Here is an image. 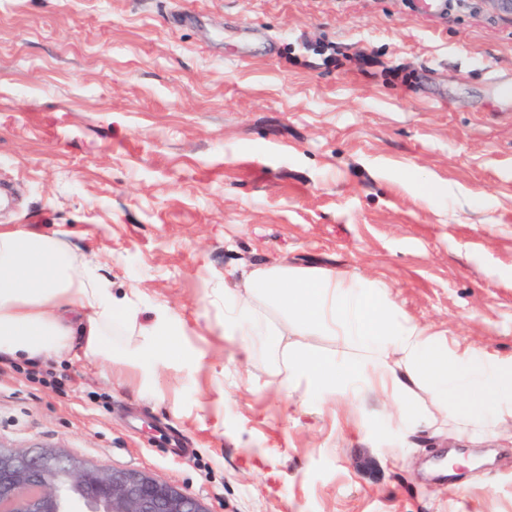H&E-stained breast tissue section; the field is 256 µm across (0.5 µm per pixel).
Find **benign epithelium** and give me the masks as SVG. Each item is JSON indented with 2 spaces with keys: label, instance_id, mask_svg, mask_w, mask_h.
Here are the masks:
<instances>
[{
  "label": "benign epithelium",
  "instance_id": "obj_1",
  "mask_svg": "<svg viewBox=\"0 0 512 512\" xmlns=\"http://www.w3.org/2000/svg\"><path fill=\"white\" fill-rule=\"evenodd\" d=\"M211 512L199 499L150 474L100 469L62 450L0 445V512Z\"/></svg>",
  "mask_w": 512,
  "mask_h": 512
}]
</instances>
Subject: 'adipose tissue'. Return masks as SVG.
<instances>
[{"mask_svg":"<svg viewBox=\"0 0 512 512\" xmlns=\"http://www.w3.org/2000/svg\"><path fill=\"white\" fill-rule=\"evenodd\" d=\"M278 311L270 320L263 308ZM138 341L112 346V329ZM354 336L371 360L339 362L283 345L296 330ZM224 333L245 339L276 368L279 388L323 406L346 389L367 388L397 407L402 425L453 414L465 426L492 432L501 409L512 410V360L488 364L447 342L402 312L383 285L335 269L274 265L252 270L224 291ZM92 362L119 361L150 374L183 357L181 330L159 311L140 324L133 300H117L94 256L76 254L58 233L0 224V357L32 361L69 351L74 337Z\"/></svg>","mask_w":512,"mask_h":512,"instance_id":"adipose-tissue-1","label":"adipose tissue"}]
</instances>
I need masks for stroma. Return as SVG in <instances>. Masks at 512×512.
<instances>
[{
	"label": "stroma",
	"instance_id": "obj_1",
	"mask_svg": "<svg viewBox=\"0 0 512 512\" xmlns=\"http://www.w3.org/2000/svg\"><path fill=\"white\" fill-rule=\"evenodd\" d=\"M512 14L491 0H0V224L96 253L183 359L0 362V444L134 469L210 512H512V415L407 429L298 406L224 285L348 269L456 352L512 356Z\"/></svg>",
	"mask_w": 512,
	"mask_h": 512
}]
</instances>
